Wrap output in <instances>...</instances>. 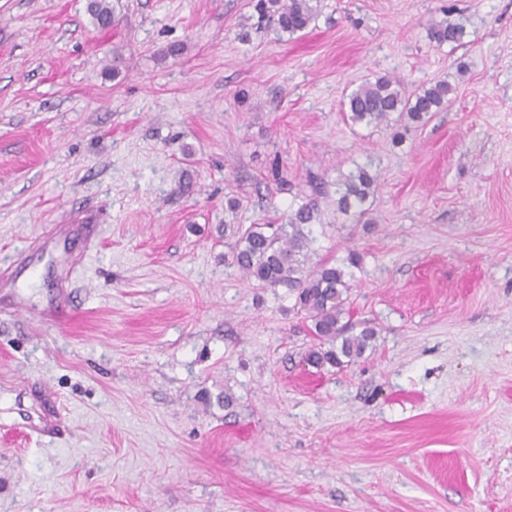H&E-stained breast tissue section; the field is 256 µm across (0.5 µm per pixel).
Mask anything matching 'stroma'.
Returning a JSON list of instances; mask_svg holds the SVG:
<instances>
[{"instance_id": "1", "label": "stroma", "mask_w": 512, "mask_h": 512, "mask_svg": "<svg viewBox=\"0 0 512 512\" xmlns=\"http://www.w3.org/2000/svg\"><path fill=\"white\" fill-rule=\"evenodd\" d=\"M109 3L103 31L88 0H0V264L99 220L0 287V512H512V0H320L290 36L254 0ZM448 9L466 33L439 46ZM385 74L449 102L347 122ZM359 165L366 222L336 206ZM311 199L316 258L360 253L346 307L377 330L343 368L224 260L225 223ZM23 409L59 434L26 438Z\"/></svg>"}]
</instances>
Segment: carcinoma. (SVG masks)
Wrapping results in <instances>:
<instances>
[{
  "instance_id": "obj_1",
  "label": "carcinoma",
  "mask_w": 512,
  "mask_h": 512,
  "mask_svg": "<svg viewBox=\"0 0 512 512\" xmlns=\"http://www.w3.org/2000/svg\"><path fill=\"white\" fill-rule=\"evenodd\" d=\"M259 18L271 23L279 33L294 35L308 28L318 15V0H257ZM88 11L102 29L112 26V8L107 0H89ZM465 35L463 22L443 19L429 28L431 40L442 46L459 44ZM452 87L446 79L413 94H406L403 82L389 75L366 81L348 96L344 103L352 123L380 124L396 114L411 122H424L447 102ZM376 176L365 166L343 176L342 192L336 200L337 209L359 216L366 214L364 205L373 195ZM313 202L290 211L284 224H251L230 228L235 238L231 247V264L245 278L261 287L283 286L294 295V307L305 313L313 324L320 343L312 347L306 360L316 366L329 364L343 367L362 356L374 341L377 332L371 323L362 322L357 334H348V323L342 322L350 290V267L361 262L359 253H348L346 263L322 260L310 265L313 239L306 232L316 219Z\"/></svg>"
}]
</instances>
